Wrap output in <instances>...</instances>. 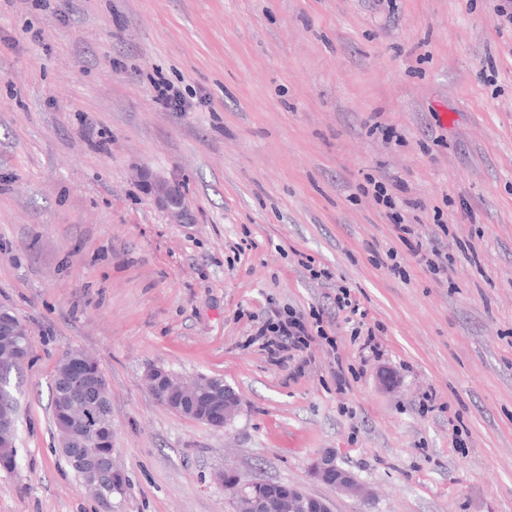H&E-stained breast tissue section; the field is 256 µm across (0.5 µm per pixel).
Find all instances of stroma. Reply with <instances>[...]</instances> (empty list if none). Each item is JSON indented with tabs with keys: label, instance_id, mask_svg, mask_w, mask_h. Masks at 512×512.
<instances>
[{
	"label": "stroma",
	"instance_id": "stroma-1",
	"mask_svg": "<svg viewBox=\"0 0 512 512\" xmlns=\"http://www.w3.org/2000/svg\"><path fill=\"white\" fill-rule=\"evenodd\" d=\"M497 4L0 0V306L30 342L0 512H234L227 467L333 512H512V28ZM157 79L185 111L155 100ZM143 171L179 184L183 220ZM416 244L439 245L447 273ZM341 288L362 321L337 311ZM286 307L319 312L334 344L274 362L255 330ZM69 348L110 384L124 494L89 495L58 449L51 381ZM153 366L224 379L240 414L216 430L168 410ZM324 456L372 497L315 481Z\"/></svg>",
	"mask_w": 512,
	"mask_h": 512
}]
</instances>
